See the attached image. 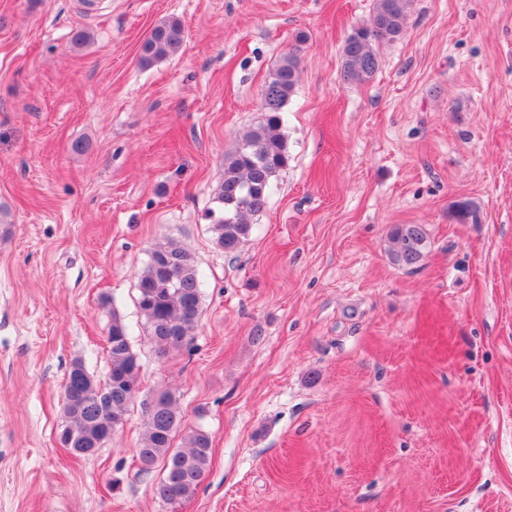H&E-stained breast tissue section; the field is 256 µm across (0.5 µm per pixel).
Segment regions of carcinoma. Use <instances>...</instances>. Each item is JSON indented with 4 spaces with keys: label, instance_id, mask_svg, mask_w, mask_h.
I'll use <instances>...</instances> for the list:
<instances>
[{
    "label": "carcinoma",
    "instance_id": "obj_1",
    "mask_svg": "<svg viewBox=\"0 0 512 512\" xmlns=\"http://www.w3.org/2000/svg\"><path fill=\"white\" fill-rule=\"evenodd\" d=\"M413 0H374L369 21L353 30L342 47L345 79L368 81L380 63L376 43L393 40L403 31ZM186 32L177 19L157 25L142 45L141 60L150 64L177 54ZM299 59L284 55L261 87L262 120L246 129L237 150L224 157V175L211 211L216 245L234 254L249 240L252 217L268 205L274 177L287 165L288 142L283 132V113L298 84ZM388 258L400 269H414L422 262L427 233L421 224H396L389 232ZM201 279L194 256L175 243L155 249L138 277V308L145 317L155 354L165 358L183 350L201 316ZM108 373L98 399L89 397L78 379L88 373L80 360L72 362L64 383V416L60 443L79 457L86 445L102 447L123 424L127 407L134 401L140 373L138 356L131 347L127 328L112 320L107 337ZM184 427V416L175 395L160 394L159 411L146 414L145 433L136 456L142 470L162 465L156 495L171 509L188 500L203 480L212 458V441L200 427L187 431L186 446L173 447Z\"/></svg>",
    "mask_w": 512,
    "mask_h": 512
}]
</instances>
